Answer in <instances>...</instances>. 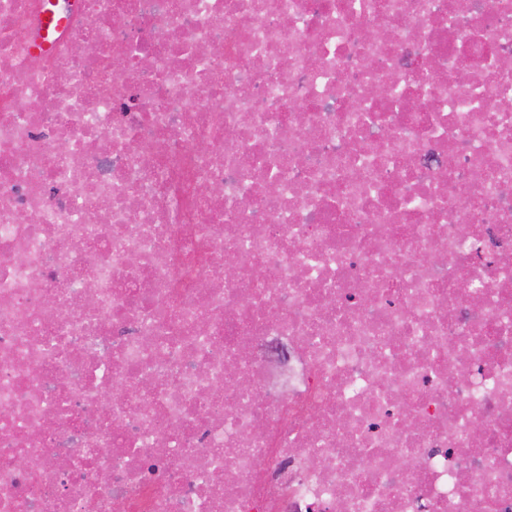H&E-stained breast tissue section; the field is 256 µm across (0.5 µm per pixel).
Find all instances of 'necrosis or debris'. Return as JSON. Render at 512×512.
I'll return each instance as SVG.
<instances>
[{
    "instance_id": "necrosis-or-debris-1",
    "label": "necrosis or debris",
    "mask_w": 512,
    "mask_h": 512,
    "mask_svg": "<svg viewBox=\"0 0 512 512\" xmlns=\"http://www.w3.org/2000/svg\"><path fill=\"white\" fill-rule=\"evenodd\" d=\"M48 2L0 0V512H512V0H56L39 52Z\"/></svg>"
}]
</instances>
